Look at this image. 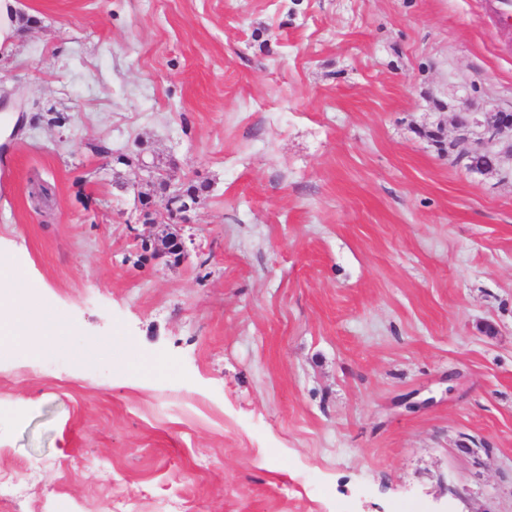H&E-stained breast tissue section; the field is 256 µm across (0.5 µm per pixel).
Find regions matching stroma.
I'll return each instance as SVG.
<instances>
[{"label":"stroma","mask_w":512,"mask_h":512,"mask_svg":"<svg viewBox=\"0 0 512 512\" xmlns=\"http://www.w3.org/2000/svg\"><path fill=\"white\" fill-rule=\"evenodd\" d=\"M15 11L0 262L74 331L0 338V512H512V172L451 150L512 111L485 0ZM160 172L204 188L166 229Z\"/></svg>","instance_id":"obj_1"}]
</instances>
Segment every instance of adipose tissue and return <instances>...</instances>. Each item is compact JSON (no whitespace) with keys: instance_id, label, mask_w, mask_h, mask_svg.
I'll use <instances>...</instances> for the list:
<instances>
[{"instance_id":"1","label":"adipose tissue","mask_w":512,"mask_h":512,"mask_svg":"<svg viewBox=\"0 0 512 512\" xmlns=\"http://www.w3.org/2000/svg\"><path fill=\"white\" fill-rule=\"evenodd\" d=\"M27 288L26 279L16 271H0V335L20 340L31 349L66 347L71 326L35 309Z\"/></svg>"}]
</instances>
